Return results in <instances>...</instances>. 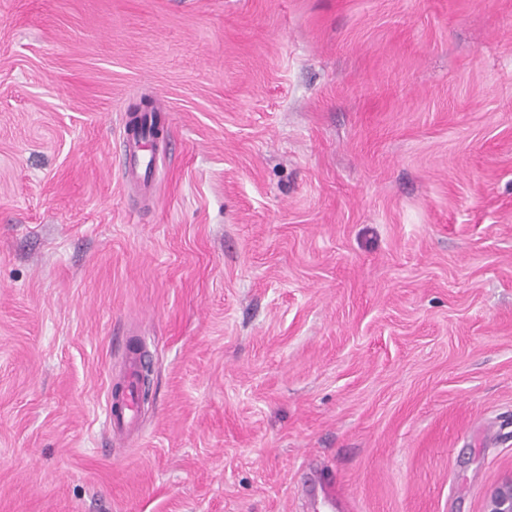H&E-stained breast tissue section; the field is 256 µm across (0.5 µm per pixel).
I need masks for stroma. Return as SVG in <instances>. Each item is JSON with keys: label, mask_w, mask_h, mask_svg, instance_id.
<instances>
[{"label": "stroma", "mask_w": 512, "mask_h": 512, "mask_svg": "<svg viewBox=\"0 0 512 512\" xmlns=\"http://www.w3.org/2000/svg\"><path fill=\"white\" fill-rule=\"evenodd\" d=\"M510 476L512 0H0V512H486ZM131 117L129 114L128 120H125L124 124L122 168L128 174L137 173L146 180L151 178L154 171V153L151 151L150 157L142 153L150 146V142L134 136L130 124ZM150 362L136 348L128 347L126 369L121 385L110 387L104 406V424L111 437L126 439L138 431L142 404L143 371Z\"/></svg>", "instance_id": "35a3bbf8"}]
</instances>
